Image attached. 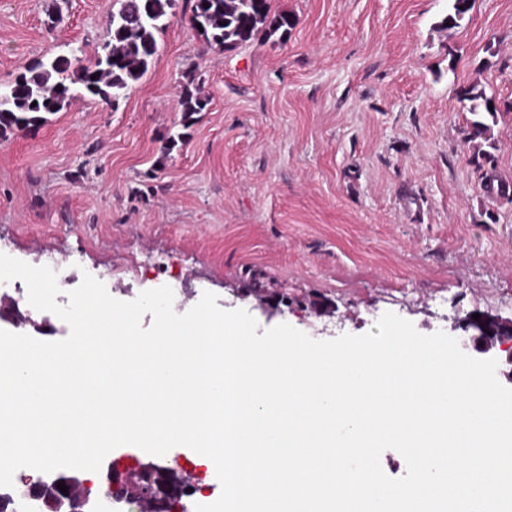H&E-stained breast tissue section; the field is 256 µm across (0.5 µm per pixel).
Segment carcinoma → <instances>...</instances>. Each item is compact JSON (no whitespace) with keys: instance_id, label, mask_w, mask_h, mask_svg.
I'll return each mask as SVG.
<instances>
[{"instance_id":"cac0c4a2","label":"carcinoma","mask_w":512,"mask_h":512,"mask_svg":"<svg viewBox=\"0 0 512 512\" xmlns=\"http://www.w3.org/2000/svg\"><path fill=\"white\" fill-rule=\"evenodd\" d=\"M119 8L110 12V40L102 52L87 63L73 56L59 55L47 61L39 60L18 74L7 89L0 90V134L9 130H26L45 122V115L62 111L77 97L97 98L115 104L132 84L147 73L157 52L156 35L166 27L167 9L172 0H117ZM474 6V0H450L448 13L439 22L444 30L459 26ZM192 26H201L200 36L212 46L231 50L250 41L262 32L266 37L285 36L294 24L293 18L274 12L271 0H194ZM460 100L474 116L470 138H487L490 131L485 116L493 117L489 109L493 99L485 89L470 85L460 90ZM208 100L185 89L180 106L182 126L190 127L194 115L203 111ZM118 460L109 467L103 493L116 501L127 500L130 490L124 474L117 468ZM141 484L148 497L160 492L161 485L172 477L153 463L139 461ZM66 486L82 483L76 476H60L47 485L38 482L25 495L40 501L48 512H89L91 497L62 493L58 483Z\"/></svg>"}]
</instances>
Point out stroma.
<instances>
[{
  "mask_svg": "<svg viewBox=\"0 0 512 512\" xmlns=\"http://www.w3.org/2000/svg\"><path fill=\"white\" fill-rule=\"evenodd\" d=\"M287 36L210 46L177 0L145 76L0 135V253L40 265L80 251L110 295L181 283L260 329L317 340L387 312L424 335L475 313L512 317V0H272ZM112 0H0V86L30 64L110 38ZM60 21L47 26L49 12ZM209 104L183 127L186 74ZM498 112L469 141L460 88ZM182 139L166 149L173 134ZM287 297L257 307L252 273ZM451 2L448 13L439 22V26L443 30H451L459 26L460 21L463 20L473 6L474 0H449Z\"/></svg>",
  "mask_w": 512,
  "mask_h": 512,
  "instance_id": "1",
  "label": "stroma"
}]
</instances>
